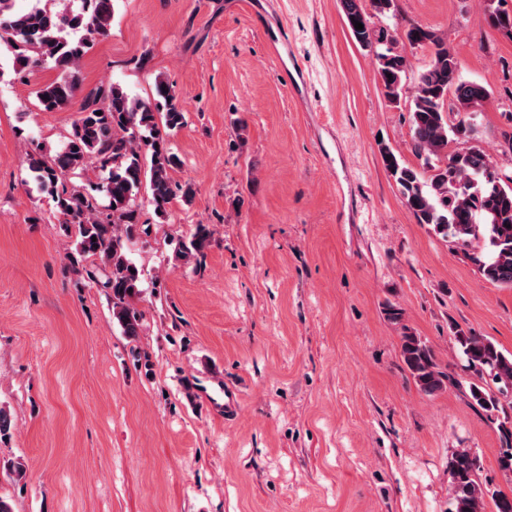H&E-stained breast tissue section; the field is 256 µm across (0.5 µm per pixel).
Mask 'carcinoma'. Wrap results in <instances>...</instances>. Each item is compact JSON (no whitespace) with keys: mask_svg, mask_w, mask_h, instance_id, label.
Masks as SVG:
<instances>
[{"mask_svg":"<svg viewBox=\"0 0 512 512\" xmlns=\"http://www.w3.org/2000/svg\"><path fill=\"white\" fill-rule=\"evenodd\" d=\"M15 0H0V52L11 59L14 72L25 74L49 66L57 79L36 91L43 112H58L70 102L77 87L82 58L97 36L108 33L112 0H81L74 9L68 0L55 6L34 5L27 11L14 9ZM486 20L494 28L512 34V15L487 0ZM352 38L375 49L377 72L385 97L400 103L408 95L412 151L417 167L402 163L386 145L379 148L383 165L397 185L419 224L452 239L488 281L512 287V175L499 173L490 157L478 146L451 151V143L474 131V121L490 98L483 84L462 80L460 63L445 39L421 26H413L406 38L413 45L427 46L430 61L408 87V62L395 50L388 29L370 25V16L360 0H342ZM363 29L355 28V22ZM150 100L129 95L118 85L105 92L106 103L88 105L80 112L66 136L64 150L48 159L28 155V170L35 182L52 188L56 212L63 216L67 237L74 239L68 253L77 270L88 261H99L103 287L112 294V317L129 338L142 329V314L133 306L141 277L128 258L130 245L149 235L150 225L141 222L142 193L159 217L167 215L174 200L189 203L193 188L173 178L178 157L167 145L170 132L186 124L185 112L172 87L158 76ZM109 170L105 182L93 191L108 200L107 211L97 199L64 184L77 177L90 163ZM204 228L179 244L176 257L188 262L206 246ZM475 379L472 399L483 409L502 414L499 430L503 439L502 469L512 471V414L498 395L512 386V354L506 355L490 340L454 330ZM401 355L421 392L433 395L444 389L448 374L436 362L433 349L402 326ZM479 459L468 448L457 449L449 465L451 508L449 512H512V496L493 490L479 478Z\"/></svg>","mask_w":512,"mask_h":512,"instance_id":"1","label":"carcinoma"}]
</instances>
